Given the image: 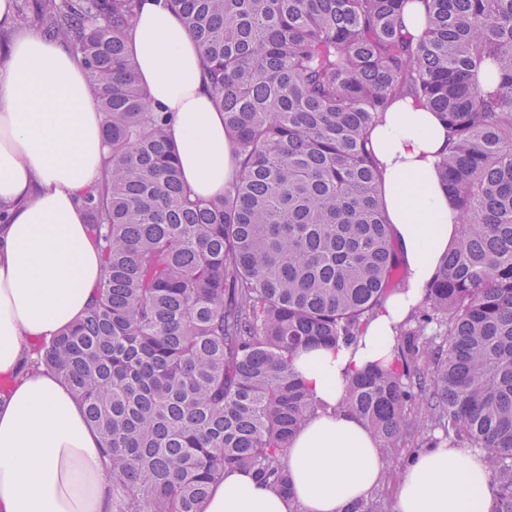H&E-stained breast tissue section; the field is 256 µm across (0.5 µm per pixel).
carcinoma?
Instances as JSON below:
<instances>
[{
	"mask_svg": "<svg viewBox=\"0 0 512 512\" xmlns=\"http://www.w3.org/2000/svg\"><path fill=\"white\" fill-rule=\"evenodd\" d=\"M141 2L15 9L82 63L111 155L83 197L98 299L40 360L100 435L112 512H202L228 468L289 492L287 449L319 408L294 357L356 343L399 286L369 134L406 97L446 126L462 222L393 361L348 377L343 403L386 450H482L490 512H512V0H421L417 38L410 0H169L237 159L208 200L136 83Z\"/></svg>",
	"mask_w": 512,
	"mask_h": 512,
	"instance_id": "carcinoma-1",
	"label": "carcinoma"
}]
</instances>
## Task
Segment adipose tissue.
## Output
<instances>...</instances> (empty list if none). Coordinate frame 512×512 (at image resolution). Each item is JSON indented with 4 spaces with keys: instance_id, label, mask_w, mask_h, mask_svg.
<instances>
[{
    "instance_id": "obj_1",
    "label": "adipose tissue",
    "mask_w": 512,
    "mask_h": 512,
    "mask_svg": "<svg viewBox=\"0 0 512 512\" xmlns=\"http://www.w3.org/2000/svg\"><path fill=\"white\" fill-rule=\"evenodd\" d=\"M129 50L138 83L173 115L191 193L222 195L236 162L202 52L179 15L164 0H143ZM370 140L404 283L357 345L295 357L319 408L286 454L292 496L228 470L203 512H348L383 478L379 443L343 408V384L368 364L391 362L397 329L422 302L459 220L440 186L448 141L434 112L396 100ZM108 156L82 64L38 31L17 30L0 53V512H112L100 436L71 389L38 361L40 344L85 314L104 275L78 197ZM492 497L485 454L443 444L411 457L394 512H489Z\"/></svg>"
}]
</instances>
